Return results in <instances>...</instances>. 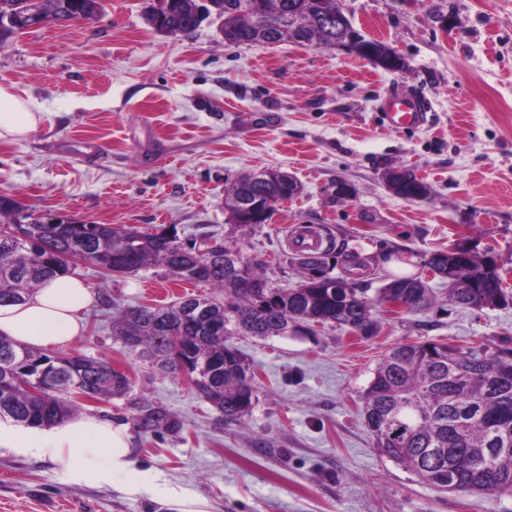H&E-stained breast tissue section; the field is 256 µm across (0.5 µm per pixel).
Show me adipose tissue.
<instances>
[{
    "label": "adipose tissue",
    "instance_id": "adipose-tissue-1",
    "mask_svg": "<svg viewBox=\"0 0 512 512\" xmlns=\"http://www.w3.org/2000/svg\"><path fill=\"white\" fill-rule=\"evenodd\" d=\"M44 114L35 103L0 83V140L35 131ZM94 293L74 275L56 277L26 298L0 307V334L24 346L50 349L73 343L84 332V312ZM0 447L60 459L80 458L87 478L129 475L135 462L130 437L122 426L86 413L45 428H16L0 423Z\"/></svg>",
    "mask_w": 512,
    "mask_h": 512
}]
</instances>
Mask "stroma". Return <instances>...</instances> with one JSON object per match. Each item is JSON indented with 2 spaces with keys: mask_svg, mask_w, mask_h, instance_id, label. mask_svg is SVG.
Returning a JSON list of instances; mask_svg holds the SVG:
<instances>
[{
  "mask_svg": "<svg viewBox=\"0 0 512 512\" xmlns=\"http://www.w3.org/2000/svg\"><path fill=\"white\" fill-rule=\"evenodd\" d=\"M149 0H108L91 22L51 25L0 47V83L46 112L27 136L0 142V193L35 213L94 224L176 226L180 238L223 240L224 194L244 174L278 168L301 193L238 240L269 284L340 277L376 297L387 278L425 276L435 304L418 313L379 305L377 330L311 325L298 334L234 336L254 369L258 401L244 422L222 420L181 376L156 369L112 333L93 305L68 354L108 358L135 387L82 412L130 424L134 405L166 407L176 433H132L134 494L121 480L82 477L83 463L0 447V512H512V494L447 493L379 456L362 395L383 355L417 340L512 347V306L464 308L428 275L431 254L457 243L493 259L512 284V0H344L356 29L405 61L387 72L346 51L289 41L231 45L219 22L191 35L146 23ZM397 92L423 103L425 122L387 127L379 109ZM406 168L430 188L421 200L388 191ZM348 183L352 197L337 195ZM321 226L316 267L287 229ZM121 306L214 295L161 268L106 276L73 266Z\"/></svg>",
  "mask_w": 512,
  "mask_h": 512,
  "instance_id": "35a3bbf8",
  "label": "stroma"
}]
</instances>
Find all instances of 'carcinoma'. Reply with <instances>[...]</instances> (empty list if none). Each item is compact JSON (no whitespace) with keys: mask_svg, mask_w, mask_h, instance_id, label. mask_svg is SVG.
I'll list each match as a JSON object with an SVG mask.
<instances>
[{"mask_svg":"<svg viewBox=\"0 0 512 512\" xmlns=\"http://www.w3.org/2000/svg\"><path fill=\"white\" fill-rule=\"evenodd\" d=\"M192 0H171L162 27L171 35H188L202 23L190 7ZM223 19L224 40L250 44L262 35L266 43L284 40L301 45L336 43L351 34L372 45L378 54L403 59L388 45L368 39L352 22L328 20L336 0H214ZM33 0H0V47L14 37L16 21L29 25H62L92 20L105 10V0H42L31 14ZM399 178L397 196L407 199L419 187L407 169L393 168ZM269 183L246 174L231 184L225 209L236 201H252L267 194ZM0 305L24 301L46 281L72 271L81 259L112 276L136 273L147 266L163 267L187 282H207L224 301L203 295L183 297L163 307L125 309L112 321L120 338L135 330L141 351L157 368L184 374L172 353L179 343L193 366L212 374L213 383L201 391L221 419L242 422L258 400L249 362L225 337L279 336L293 323L332 324L350 332L374 324V304L365 290L340 280L336 287L318 288L309 277L295 288H279V302L264 308L238 285V270L248 279L267 283L244 261L233 236L213 242L203 254L179 241L178 230H153L112 224H46L14 196L0 194ZM430 272L448 280V297L473 309L512 304V290L496 263L467 251L434 253L425 263ZM401 299L409 311L421 312L434 303L424 278L398 277L379 289V301ZM212 305L207 321H187V305ZM133 381L115 373L112 363L86 355L48 354L0 335V419L26 427L64 421L77 407L68 399L76 390L93 400L126 396ZM363 416L377 452L411 469L436 487L448 482L453 463L470 491L482 495L512 493V446L494 457L485 453L497 430L512 434V348L494 354L438 341H414L384 355L363 394ZM143 434L177 432L182 423L167 409L143 404L133 417Z\"/></svg>","mask_w":512,"mask_h":512,"instance_id":"carcinoma-1","label":"carcinoma"}]
</instances>
